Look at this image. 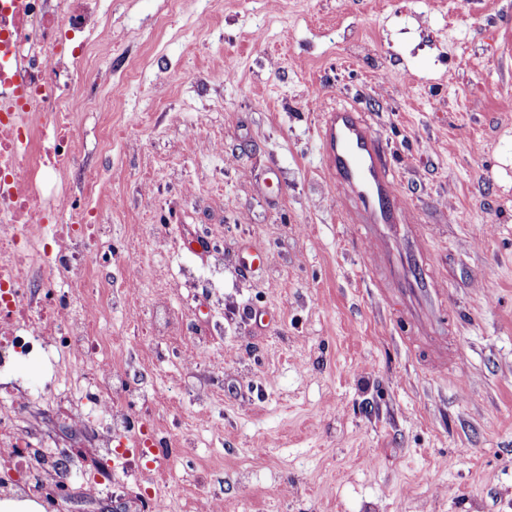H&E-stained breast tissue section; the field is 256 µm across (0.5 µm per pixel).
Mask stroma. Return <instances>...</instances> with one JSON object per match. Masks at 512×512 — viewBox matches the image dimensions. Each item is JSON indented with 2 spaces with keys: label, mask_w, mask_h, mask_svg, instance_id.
<instances>
[{
  "label": "stroma",
  "mask_w": 512,
  "mask_h": 512,
  "mask_svg": "<svg viewBox=\"0 0 512 512\" xmlns=\"http://www.w3.org/2000/svg\"><path fill=\"white\" fill-rule=\"evenodd\" d=\"M101 9L66 179L106 227L83 291L154 403L142 440L167 442L165 471L132 459L152 491L183 486L171 512H512V0ZM324 104L363 110L393 158L448 291L439 352L405 343L347 221Z\"/></svg>",
  "instance_id": "obj_1"
}]
</instances>
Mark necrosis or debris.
<instances>
[{
    "instance_id": "1",
    "label": "necrosis or debris",
    "mask_w": 512,
    "mask_h": 512,
    "mask_svg": "<svg viewBox=\"0 0 512 512\" xmlns=\"http://www.w3.org/2000/svg\"><path fill=\"white\" fill-rule=\"evenodd\" d=\"M100 0H0V374L47 363L45 390L0 387V503L27 499L57 512L66 495L96 496L67 461L70 443L40 432L35 410L52 400L68 432L90 437L99 456L118 455L131 433L136 390L116 383L112 358L89 317L94 306L67 288L91 261L98 224L62 185L73 158L76 117L87 102V36ZM66 82H56L58 74ZM133 449H125L130 459Z\"/></svg>"
}]
</instances>
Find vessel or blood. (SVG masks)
I'll list each match as a JSON object with an SVG mask.
<instances>
[{
  "instance_id": "vessel-or-blood-1",
  "label": "vessel or blood",
  "mask_w": 512,
  "mask_h": 512,
  "mask_svg": "<svg viewBox=\"0 0 512 512\" xmlns=\"http://www.w3.org/2000/svg\"><path fill=\"white\" fill-rule=\"evenodd\" d=\"M320 138L325 168L341 199L351 205V223L361 225L378 244L396 286L391 297L418 314L440 305L436 289L414 273L415 253L397 232L407 221V205L389 152L362 110L353 105L323 106Z\"/></svg>"
}]
</instances>
